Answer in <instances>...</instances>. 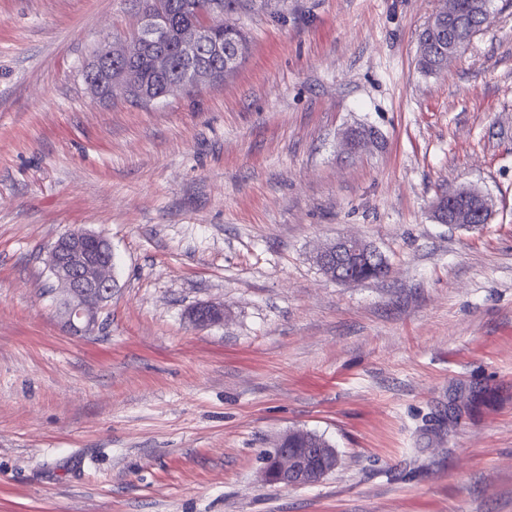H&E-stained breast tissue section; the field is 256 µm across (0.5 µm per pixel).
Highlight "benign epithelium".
<instances>
[{"mask_svg": "<svg viewBox=\"0 0 512 512\" xmlns=\"http://www.w3.org/2000/svg\"><path fill=\"white\" fill-rule=\"evenodd\" d=\"M436 17L448 19L450 28L463 20L456 0H448V11H436L431 15L433 19ZM167 30V15L162 10L144 11L137 36L123 43L107 45L108 60L112 63L110 88L120 86L130 95L141 89V79L127 67V63L147 48L152 50L155 75L162 76L168 71ZM207 35L204 24L180 28L176 39L182 57L194 60L199 47L207 41ZM477 211L491 215L493 204L486 193L473 185L451 189L437 197L431 206L434 221L464 228L474 227L472 221ZM374 253L376 249L360 239L339 238L318 252L315 261L327 277L350 283L352 279L340 276L339 264L359 263ZM47 264L57 286L60 315L65 327L74 336L90 333L97 325L99 310L112 297L115 286L111 242L100 233L83 229L67 233L52 246ZM189 319L199 328L211 326L224 320V307L214 304L199 306ZM287 438L286 433L280 436L272 456L263 461V484L284 488L310 485L336 468V452H296L285 448Z\"/></svg>", "mask_w": 512, "mask_h": 512, "instance_id": "obj_1", "label": "benign epithelium"}]
</instances>
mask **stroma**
<instances>
[{
    "instance_id": "obj_1",
    "label": "stroma",
    "mask_w": 512,
    "mask_h": 512,
    "mask_svg": "<svg viewBox=\"0 0 512 512\" xmlns=\"http://www.w3.org/2000/svg\"><path fill=\"white\" fill-rule=\"evenodd\" d=\"M436 6L268 0L232 76L142 104L84 80L139 0H0V512H512V0L426 75ZM459 185L482 228L431 219ZM76 228L114 255L86 336L47 267ZM342 237L388 275L327 278ZM294 428L336 469L262 485ZM377 250L370 244L357 238H339L336 242L327 245L315 256V261L321 271L329 278L340 282H356L351 278H344L340 276V264H354L359 263ZM333 258L336 259V269L333 273L331 266ZM191 323L195 327L204 328L224 320V307L214 304H207L197 307L189 315Z\"/></svg>"
}]
</instances>
